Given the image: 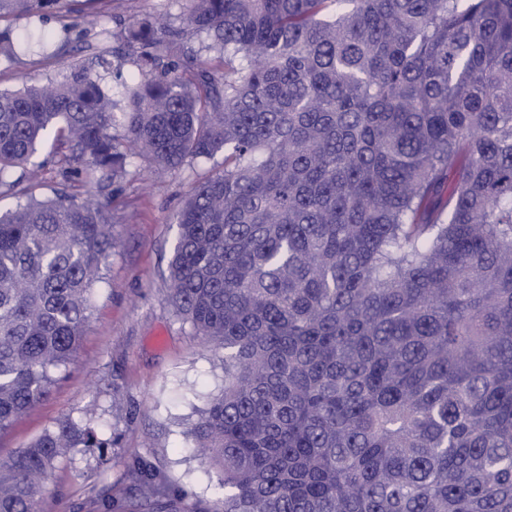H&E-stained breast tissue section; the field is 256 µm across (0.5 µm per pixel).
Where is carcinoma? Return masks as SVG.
<instances>
[{"instance_id": "cac0c4a2", "label": "carcinoma", "mask_w": 512, "mask_h": 512, "mask_svg": "<svg viewBox=\"0 0 512 512\" xmlns=\"http://www.w3.org/2000/svg\"><path fill=\"white\" fill-rule=\"evenodd\" d=\"M124 40L139 78L110 96L83 69L0 90V179L49 133L90 187L222 157L169 267L224 351L192 431L224 497L191 512H512V0H183L181 26ZM113 247L90 200L0 210V430L71 359ZM78 446L104 442L67 421L0 460V512H43ZM130 473L141 512H183L160 471Z\"/></svg>"}]
</instances>
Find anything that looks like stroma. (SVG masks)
Masks as SVG:
<instances>
[{"label":"stroma","instance_id":"1","mask_svg":"<svg viewBox=\"0 0 512 512\" xmlns=\"http://www.w3.org/2000/svg\"><path fill=\"white\" fill-rule=\"evenodd\" d=\"M88 27L75 13L50 16L43 32L61 44L60 59L20 55L0 60V89L59 79L80 67L99 75L104 34H119L137 19L165 14L180 23L181 0H95ZM70 32H63V25ZM189 161L172 174H153L132 162L118 183L95 191L106 205L116 246L92 294V316L77 349L37 407L0 431V459H8L46 431L71 420L94 429L104 445L73 448L57 463L46 512H140L127 467L144 459L188 505L220 504L206 464L189 449L190 430L207 401L224 389V354L208 348L168 296L173 223L193 183L210 170Z\"/></svg>","mask_w":512,"mask_h":512}]
</instances>
